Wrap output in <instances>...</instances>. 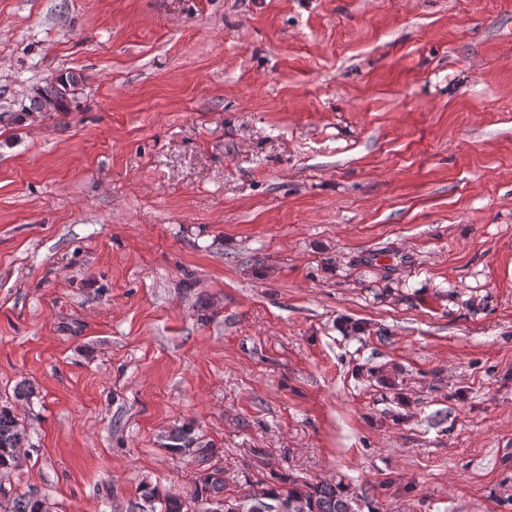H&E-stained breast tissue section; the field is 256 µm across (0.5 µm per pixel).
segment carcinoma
Returning a JSON list of instances; mask_svg holds the SVG:
<instances>
[{"instance_id": "carcinoma-1", "label": "carcinoma", "mask_w": 512, "mask_h": 512, "mask_svg": "<svg viewBox=\"0 0 512 512\" xmlns=\"http://www.w3.org/2000/svg\"><path fill=\"white\" fill-rule=\"evenodd\" d=\"M84 82L80 72L70 71L46 82L22 106L24 112H67L77 87ZM168 448L175 454L189 453L203 462L212 449L202 448L189 426L174 428ZM28 442L26 430L13 407L0 405V472L14 467L15 451ZM196 508L204 512L203 502L212 499L224 503V512H356L349 489L331 481L308 482L290 474L270 478L246 479L237 492L224 494L223 471L212 468L199 477L191 494ZM41 500L22 494L11 504L0 503V512H39Z\"/></svg>"}]
</instances>
